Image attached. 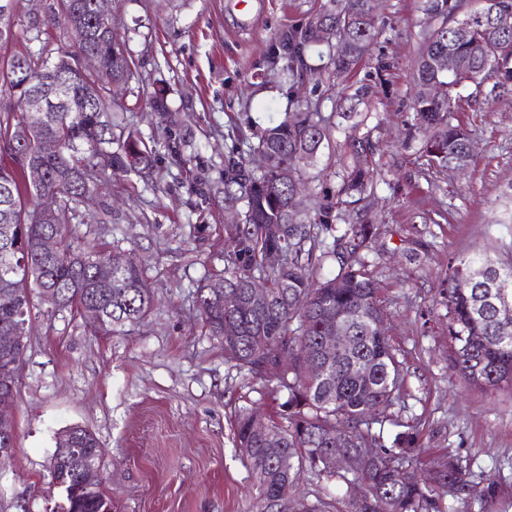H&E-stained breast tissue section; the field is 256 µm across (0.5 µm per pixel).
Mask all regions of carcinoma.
<instances>
[{"instance_id": "carcinoma-1", "label": "carcinoma", "mask_w": 512, "mask_h": 512, "mask_svg": "<svg viewBox=\"0 0 512 512\" xmlns=\"http://www.w3.org/2000/svg\"><path fill=\"white\" fill-rule=\"evenodd\" d=\"M427 29L421 33L414 70L413 115L406 128V145L418 141L426 165L435 170L466 167L471 159L468 128L453 122L462 100L461 91L475 86L484 100L512 93V27L498 28L491 16H512V0H423ZM319 16L336 29L339 49L329 57L331 74L338 80L350 75L380 36L369 0H328ZM61 23L76 33L70 49L53 59L43 50L13 56L0 68L8 82L21 117L0 113V225L12 226V242L0 243V333L18 324L29 326L31 294L37 290L29 279L33 266L45 263L46 285L57 289L59 310L83 313L97 307L103 313L100 332L120 336L140 324L153 307V293L140 261L130 257L121 267L106 264V253L89 246H73L70 230L78 220L86 184L105 174L94 156L110 153L114 173L146 174L154 167L155 149L136 132L112 130L111 85L130 77L128 59L115 40L112 21L103 20L94 0H50L45 15L27 25V41L39 40L42 27ZM467 36H457L459 28ZM454 51L466 61L460 71L444 74L436 67L438 55ZM320 51L308 26H288L275 37L269 53L270 68L288 81L289 88L303 83L316 68L309 55ZM88 52L99 58L95 71L73 68ZM390 64L376 60V77L347 84L336 102L338 117L351 122V133L339 145L348 161L336 171V193L326 195L313 213L301 214L291 205L302 174L317 163L320 148L330 141V129L318 105L299 104L283 120L266 127L254 150L267 158L264 169L230 157L224 165V201L243 202L240 223L224 226V276L209 279L195 294V305L211 336L224 341V354L241 370L275 383L283 396L277 417L267 419L277 437L267 444L251 426L252 409L235 415L234 446L255 478L252 512H293L288 490L301 474L311 471L335 477L346 486L345 512H433V489L423 485L413 471L416 448L414 426L394 416L405 374L386 335L382 300L363 251L369 248L372 225L366 221L379 181L374 168L375 145L370 133H359L360 108L390 93L383 73ZM62 80L61 99L76 98L93 85L97 98L86 112H68L63 102L43 124L25 135L29 113L27 93L45 79ZM44 137L63 146L59 154L36 155ZM24 139L25 151L44 169L38 186L28 182L25 166L14 156L13 143ZM117 152H112V144ZM43 194L60 198L54 222L37 224L29 204ZM284 227L276 235L272 227ZM331 235L332 241L322 236ZM59 239V254L46 262L40 239ZM282 251L284 264L267 268L265 256ZM336 264L335 273L322 274L323 261ZM490 269L480 288L456 284L460 271ZM262 277L275 298L269 305L236 312L224 309V284L243 296L250 280ZM445 307L448 316L449 360L470 387L494 389L512 386V316L499 314L496 303L512 301V264L501 266L489 256L475 254L448 261ZM240 328L236 342L224 338V325ZM352 336L349 349L324 359L321 371L310 374L306 363L318 355L321 339L336 327ZM23 351L5 358L0 350V396L11 389L1 381L9 365L21 362ZM72 443L55 445L50 462L51 483L59 499L52 512H112V499L103 485H89L86 469L99 465L101 449L88 429L66 428ZM370 448L369 457L360 449ZM342 451L351 458L343 472L327 470V456ZM431 480L439 487L478 496L484 508L493 507L497 494L468 483L461 463L444 457L434 466Z\"/></svg>"}]
</instances>
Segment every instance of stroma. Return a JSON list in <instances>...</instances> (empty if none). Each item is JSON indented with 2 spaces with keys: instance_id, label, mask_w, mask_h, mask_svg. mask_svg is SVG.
<instances>
[{
  "instance_id": "obj_1",
  "label": "stroma",
  "mask_w": 512,
  "mask_h": 512,
  "mask_svg": "<svg viewBox=\"0 0 512 512\" xmlns=\"http://www.w3.org/2000/svg\"><path fill=\"white\" fill-rule=\"evenodd\" d=\"M47 2L17 0L16 37L0 60L70 44L60 27L37 42L22 38ZM324 2L259 0L245 22L233 0H112V30L132 69L114 87L112 107L155 144L156 164L148 176L103 177L72 237L110 254L135 253L154 305L127 335L106 337L82 315L35 304L12 405L16 449L0 461V512H49L55 436L74 424L104 449L114 512H251L253 476L233 445L234 414H275L281 398L227 361L195 290L224 273L225 161L251 158L256 134L292 103L287 87L264 83L266 53L280 29L304 24ZM374 15L381 35L352 77L374 78L377 58L390 64V93L366 123L384 182L369 210L378 235L365 257L406 373L394 412L419 426L421 478L439 459L457 457L472 484L498 485L492 512H512V388H470L450 368L443 304L449 258L483 251L512 263V95L462 101L456 117L472 133V165L424 171L403 146L421 0H375ZM159 87L169 112L151 106ZM338 164L336 147L322 148L304 177L303 209L334 193ZM343 493L337 479L306 472L289 497L305 512H343Z\"/></svg>"
}]
</instances>
